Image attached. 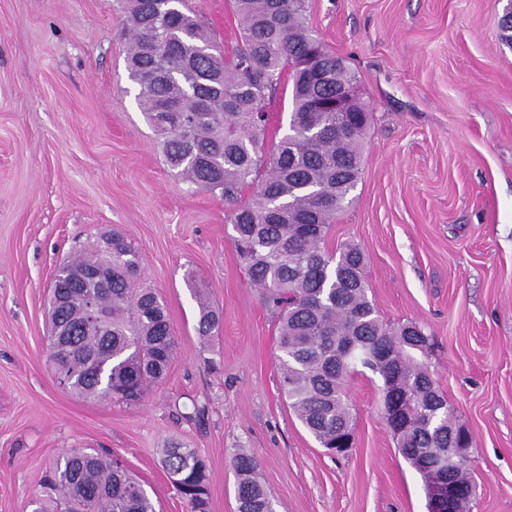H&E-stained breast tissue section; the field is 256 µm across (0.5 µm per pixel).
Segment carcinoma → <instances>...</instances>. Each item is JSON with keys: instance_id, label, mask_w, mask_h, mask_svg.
<instances>
[{"instance_id": "obj_1", "label": "carcinoma", "mask_w": 512, "mask_h": 512, "mask_svg": "<svg viewBox=\"0 0 512 512\" xmlns=\"http://www.w3.org/2000/svg\"><path fill=\"white\" fill-rule=\"evenodd\" d=\"M241 45L221 50L184 0H125L131 46L129 77L138 105L161 140L166 164L197 188L234 205V246L250 284L278 320L281 391L302 425L326 448L354 439L347 379L358 368L378 375L385 403L402 402L388 419L401 455L424 487L441 476L459 496L476 495L469 468L448 465L453 410L422 356L430 336L416 322L389 326L367 294L361 250L326 245L330 224L350 202L362 174L369 106L350 112L320 107L359 83L347 65L314 36L307 0H231ZM330 73L318 86L303 67L308 55ZM292 82L286 132L266 144L268 101ZM112 266V281L94 289L109 308L105 328L80 321L79 288L53 307L66 341L49 346L57 375L84 399L137 404L170 368L176 342L165 305L151 288H136L140 256L125 238L101 237L57 269ZM198 332L220 330L222 317L201 295ZM168 478L188 512H208V464L190 448L161 450ZM237 512H274L258 479V463L237 453ZM59 512H156L143 484L107 453L71 451L48 478Z\"/></svg>"}]
</instances>
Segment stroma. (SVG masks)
<instances>
[{
	"label": "stroma",
	"mask_w": 512,
	"mask_h": 512,
	"mask_svg": "<svg viewBox=\"0 0 512 512\" xmlns=\"http://www.w3.org/2000/svg\"><path fill=\"white\" fill-rule=\"evenodd\" d=\"M219 46L230 0H185ZM122 0H0V512H31L74 449L122 458L161 512H187L160 450L209 465V512H237L245 451L275 512H426L370 371L347 381L355 439L332 457L280 392L277 322L251 288L229 208L169 168L128 77ZM372 111L363 175L326 245H357L383 322L431 336L424 361L472 434L468 512H512V48L494 0H308ZM120 233L164 302L170 370L139 405L85 400L48 359L55 269ZM221 314L197 332L194 290ZM206 408L192 418L194 405Z\"/></svg>",
	"instance_id": "stroma-1"
}]
</instances>
